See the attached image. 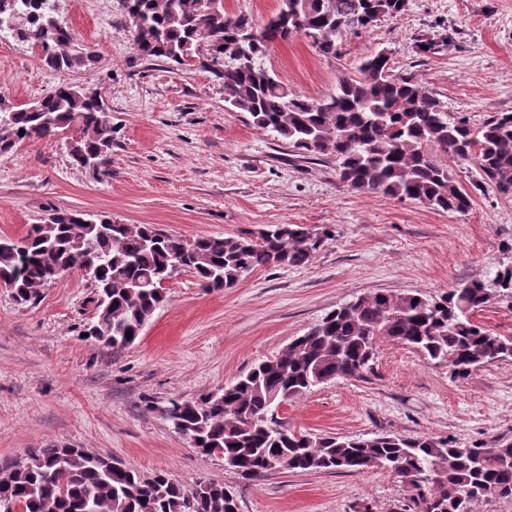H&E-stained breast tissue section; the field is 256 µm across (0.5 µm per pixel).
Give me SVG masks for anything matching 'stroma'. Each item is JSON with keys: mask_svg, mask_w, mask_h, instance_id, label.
<instances>
[{"mask_svg": "<svg viewBox=\"0 0 512 512\" xmlns=\"http://www.w3.org/2000/svg\"><path fill=\"white\" fill-rule=\"evenodd\" d=\"M58 17L97 65L70 81L97 89L112 112V175L97 181L64 147L33 140L0 156V236L19 238L53 210L153 224L167 234L235 236L268 224L329 227L332 238L303 267L260 269L230 289H205L188 271L136 342L112 352L83 335L95 292L83 273L17 304L0 287V466L49 443L164 471L185 490L223 484L239 512H401L407 491L382 470L279 471L248 481L202 457L163 414L175 397L223 388L278 355L329 311L357 297L487 281L512 265V196L472 162H451L472 198L448 212L342 184L328 157L296 152L228 110L208 73L148 62L134 50L117 0H61ZM435 43L431 52L421 40ZM387 50L395 71L421 79L452 118L478 125L512 112V0H408L406 10L351 37L340 57L301 37L275 44L266 65L299 94L332 93L360 59ZM60 79L39 57L0 39V96L20 105ZM289 428L320 435H425L460 446L512 442V357L464 381L401 343L377 342L373 373L337 378L280 408Z\"/></svg>", "mask_w": 512, "mask_h": 512, "instance_id": "obj_1", "label": "stroma"}]
</instances>
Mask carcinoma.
I'll return each mask as SVG.
<instances>
[{
    "label": "carcinoma",
    "instance_id": "1",
    "mask_svg": "<svg viewBox=\"0 0 512 512\" xmlns=\"http://www.w3.org/2000/svg\"><path fill=\"white\" fill-rule=\"evenodd\" d=\"M118 4L139 58L209 73L224 86L225 103L297 152L328 157L339 180L355 192L468 211L471 196L452 170L434 159L437 150L475 162L499 194L512 195V113L497 112L477 126L450 118L423 82L394 73L390 57L380 50L364 56L355 72L339 78L333 93L316 100L291 90L266 67L270 47L294 37L335 59L347 35L401 14L407 0H282L261 25L244 13H228L224 0ZM251 27L259 37L240 42L239 32ZM0 35L31 49L56 72L100 61L93 50L72 49L73 35L58 19L57 0H0ZM35 139L63 143L72 164L97 181L112 174V115L94 88L66 80L21 106L0 97V155ZM330 237L325 227L270 224L256 236L191 241L152 224H118L56 210L18 241L0 237V285L24 304L65 273H85L95 286L88 333L116 353L136 341L165 302L155 283L172 276L175 258H186V270L200 287L229 289L261 268L308 264ZM500 293L512 295V266L488 282H462L439 296L359 297L228 386L169 400L165 417L194 441L200 455L220 456L245 480L283 470L380 469L401 478L414 512H470L479 499L512 497L511 442L462 448L422 435L336 437L296 432L274 419L277 405L320 384L372 372L380 338L448 366L457 381L493 359L511 357L512 336L474 320ZM16 509L239 512V504L219 483L202 481L188 492L162 471L145 474L83 448L49 444L0 468V512Z\"/></svg>",
    "mask_w": 512,
    "mask_h": 512
}]
</instances>
